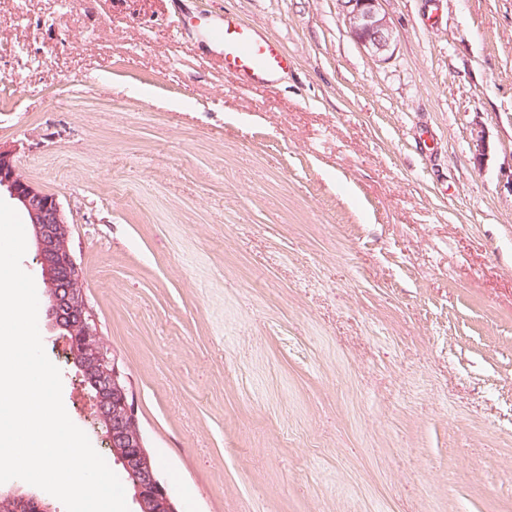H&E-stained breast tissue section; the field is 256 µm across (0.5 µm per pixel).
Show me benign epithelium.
<instances>
[{
	"instance_id": "benign-epithelium-1",
	"label": "benign epithelium",
	"mask_w": 512,
	"mask_h": 512,
	"mask_svg": "<svg viewBox=\"0 0 512 512\" xmlns=\"http://www.w3.org/2000/svg\"><path fill=\"white\" fill-rule=\"evenodd\" d=\"M381 0H346L345 21L357 42L375 55L391 50L394 34L380 11ZM28 216L35 228V246L50 296L49 308L59 321H68L69 354L83 378L94 377V400L103 440L132 481L136 500L159 505L157 512H177L167 486L160 480L145 448L134 409L128 403L124 375L116 361L105 367L102 336L86 301L81 299V272L69 245V226L54 194L34 187L18 171L12 151L0 145V192ZM28 512H49L46 500L16 491L2 493Z\"/></svg>"
}]
</instances>
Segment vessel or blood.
Masks as SVG:
<instances>
[{"mask_svg": "<svg viewBox=\"0 0 512 512\" xmlns=\"http://www.w3.org/2000/svg\"><path fill=\"white\" fill-rule=\"evenodd\" d=\"M204 37L225 73L243 87L272 86L276 76L291 65L281 42L234 13L213 17L205 26Z\"/></svg>", "mask_w": 512, "mask_h": 512, "instance_id": "obj_1", "label": "vessel or blood"}]
</instances>
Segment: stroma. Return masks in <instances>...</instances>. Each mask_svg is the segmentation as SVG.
I'll list each match as a JSON object with an SVG mask.
<instances>
[{"label": "stroma", "mask_w": 512, "mask_h": 512, "mask_svg": "<svg viewBox=\"0 0 512 512\" xmlns=\"http://www.w3.org/2000/svg\"><path fill=\"white\" fill-rule=\"evenodd\" d=\"M382 10L375 56L342 0H0V144L178 512H512V0ZM226 11L284 44L274 87L204 57Z\"/></svg>", "instance_id": "stroma-1"}]
</instances>
